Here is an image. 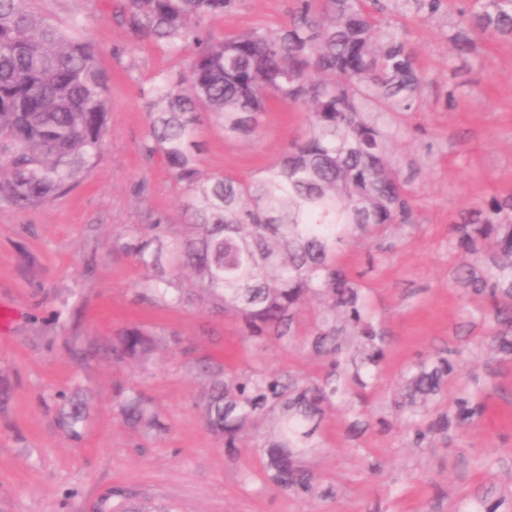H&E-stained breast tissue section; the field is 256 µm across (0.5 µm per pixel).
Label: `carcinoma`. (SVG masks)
Segmentation results:
<instances>
[{"instance_id": "carcinoma-1", "label": "carcinoma", "mask_w": 512, "mask_h": 512, "mask_svg": "<svg viewBox=\"0 0 512 512\" xmlns=\"http://www.w3.org/2000/svg\"><path fill=\"white\" fill-rule=\"evenodd\" d=\"M237 0H127L117 17L137 37L170 51L193 53L177 74L155 77L149 98L147 153L160 151L181 187L180 220L149 216L124 249L146 266L163 251L190 271L194 295L237 317L262 342L291 334L313 307L307 344L324 360L312 381L290 374L238 371L199 360L205 389L197 405L207 430L232 454L256 429L269 481L296 495L319 488L305 457L325 413L363 399L384 339L361 284L339 261L338 245L373 240L410 221V181L390 158L397 120L412 111L425 76L408 49L398 16L442 0H299L286 24L216 32L206 22ZM452 40L465 54L470 34L512 36V0H464ZM107 75L80 27H63L33 11L30 0H0V204L41 207L67 194L99 159L111 112ZM277 102L306 106L308 130L283 159L241 180L203 173L192 152L201 113L227 138H249ZM451 245L466 259L452 271L463 294L482 303L490 349L512 360V193L475 203L452 225ZM144 298L166 305L184 299L181 286L159 276ZM154 334H118V361L145 358ZM455 373L439 355L415 362L401 380L395 418L413 430L418 448L462 430L489 407L485 387L461 388L448 407L439 395ZM117 405L126 421L151 428L158 413L145 398Z\"/></svg>"}]
</instances>
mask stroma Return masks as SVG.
I'll return each instance as SVG.
<instances>
[{
    "mask_svg": "<svg viewBox=\"0 0 512 512\" xmlns=\"http://www.w3.org/2000/svg\"><path fill=\"white\" fill-rule=\"evenodd\" d=\"M121 0H33L38 14L63 25L81 16L109 76L110 131L97 164L68 194L39 209L0 207V305L12 308L0 330V512H512V361L486 348L488 326L477 303L455 288L461 255L450 227L474 203L512 191V38L474 35L457 55L450 18L411 14L407 39L426 82L391 157L413 177V222L365 245L338 251L365 288L386 356L357 414L330 411L321 420L312 464L329 497L307 498L262 478L258 448L228 455L195 406L203 379L196 361L209 356L241 370L261 367L307 377L323 372L293 334L256 345L235 317L196 298L175 306L143 300L157 274H188L138 263L123 245L147 213L178 217L181 190L163 158L146 156L148 105L141 91L160 73L181 70L188 51L173 54L133 37L115 12ZM296 0H238L209 28L233 32L277 28ZM303 107L271 104L259 132L226 138L211 120L195 137L204 172L240 178L278 161L307 126ZM432 161L419 165L422 146ZM140 326L160 340L144 361L115 362L112 341ZM436 352L456 362L444 391L479 377L489 410L448 442L415 448L405 423L380 430L372 420L393 412L401 378ZM145 396L161 428L128 425L116 394ZM85 401L76 431L60 414Z\"/></svg>",
    "mask_w": 512,
    "mask_h": 512,
    "instance_id": "obj_1",
    "label": "stroma"
}]
</instances>
